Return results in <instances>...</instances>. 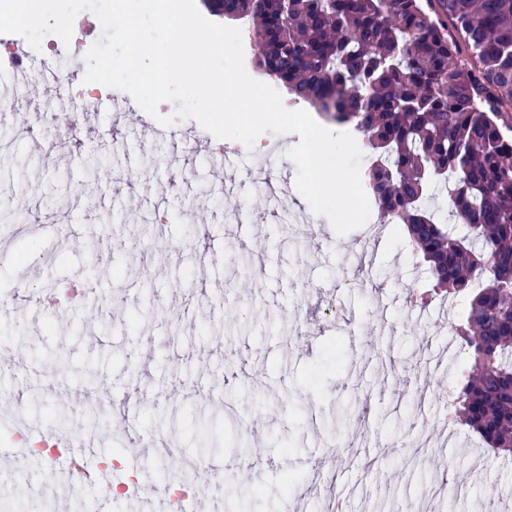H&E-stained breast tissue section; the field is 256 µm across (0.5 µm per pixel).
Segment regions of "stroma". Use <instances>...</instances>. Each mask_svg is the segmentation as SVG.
Here are the masks:
<instances>
[{"label":"stroma","instance_id":"35a3bbf8","mask_svg":"<svg viewBox=\"0 0 512 512\" xmlns=\"http://www.w3.org/2000/svg\"><path fill=\"white\" fill-rule=\"evenodd\" d=\"M92 11H81L69 46L46 36L40 50L1 34L82 88L85 54L100 40ZM28 115L0 112V211L41 226L0 242V346L12 371L0 391L31 427L51 425L83 440L98 425L95 455L121 465L140 454L143 486L158 450L176 444V464L198 471L200 512H325L344 493L352 512H420L443 487L439 512H501L512 505V452L485 449L461 422L443 419L441 397L470 367L449 343L439 317L458 319L464 297L436 289L405 231L378 206L368 227L337 235L326 217L297 223L281 195L299 198L283 136L279 157L256 177L250 155L232 152L223 179L206 151L214 137L174 117L176 139L147 141L152 118L127 108L114 122L111 102L81 112L36 90ZM81 113L79 134L54 122ZM123 211L112 209L114 196ZM278 212L256 224V210ZM168 221L154 222L157 212ZM100 261V277L85 270ZM61 279H84L88 302L51 319L38 299ZM331 461L320 478L309 468ZM230 468L221 484L205 470ZM295 478L284 489V475ZM498 489L489 502L486 481ZM41 486L42 498L30 495ZM263 495H255V487ZM94 490L75 492L0 469V512H94Z\"/></svg>","mask_w":512,"mask_h":512}]
</instances>
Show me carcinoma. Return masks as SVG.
Segmentation results:
<instances>
[{
	"instance_id": "1",
	"label": "carcinoma",
	"mask_w": 512,
	"mask_h": 512,
	"mask_svg": "<svg viewBox=\"0 0 512 512\" xmlns=\"http://www.w3.org/2000/svg\"><path fill=\"white\" fill-rule=\"evenodd\" d=\"M247 17L255 61L305 103L353 121L377 155L364 186L448 296L471 356L459 416L512 448V0H210ZM449 188L448 224L426 202Z\"/></svg>"
}]
</instances>
